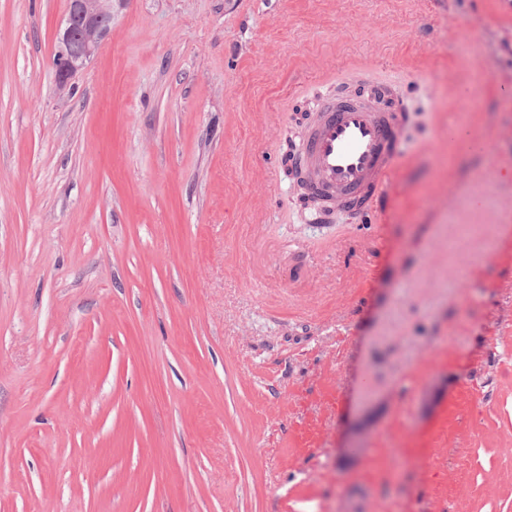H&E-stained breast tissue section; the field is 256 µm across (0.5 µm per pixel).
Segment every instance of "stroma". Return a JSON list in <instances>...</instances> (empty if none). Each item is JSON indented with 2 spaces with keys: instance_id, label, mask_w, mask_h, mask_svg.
I'll return each instance as SVG.
<instances>
[{
  "instance_id": "35a3bbf8",
  "label": "stroma",
  "mask_w": 512,
  "mask_h": 512,
  "mask_svg": "<svg viewBox=\"0 0 512 512\" xmlns=\"http://www.w3.org/2000/svg\"><path fill=\"white\" fill-rule=\"evenodd\" d=\"M67 8L0 0V512H512V12L123 0L63 85ZM364 83L377 224L282 163Z\"/></svg>"
}]
</instances>
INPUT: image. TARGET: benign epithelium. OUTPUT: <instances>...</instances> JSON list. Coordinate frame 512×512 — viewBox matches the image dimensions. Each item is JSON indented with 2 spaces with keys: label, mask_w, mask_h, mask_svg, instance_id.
Listing matches in <instances>:
<instances>
[{
  "label": "benign epithelium",
  "mask_w": 512,
  "mask_h": 512,
  "mask_svg": "<svg viewBox=\"0 0 512 512\" xmlns=\"http://www.w3.org/2000/svg\"><path fill=\"white\" fill-rule=\"evenodd\" d=\"M111 28L112 0H69L66 20L56 35L61 82L86 66Z\"/></svg>",
  "instance_id": "obj_1"
}]
</instances>
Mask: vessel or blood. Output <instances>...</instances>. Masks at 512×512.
Returning a JSON list of instances; mask_svg holds the SVG:
<instances>
[{
    "mask_svg": "<svg viewBox=\"0 0 512 512\" xmlns=\"http://www.w3.org/2000/svg\"><path fill=\"white\" fill-rule=\"evenodd\" d=\"M402 156L393 96L366 105L336 94L317 112L297 156L310 196L332 208L359 211L377 223L371 208L383 196Z\"/></svg>",
    "mask_w": 512,
    "mask_h": 512,
    "instance_id": "b4317fda",
    "label": "vessel or blood"
}]
</instances>
